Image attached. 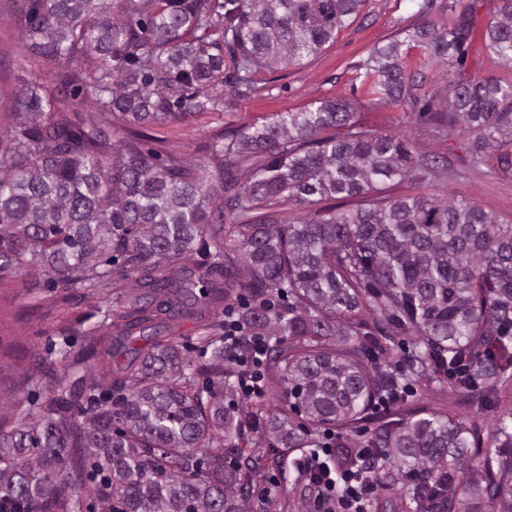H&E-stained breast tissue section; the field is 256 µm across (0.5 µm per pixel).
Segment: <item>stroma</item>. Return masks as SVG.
Wrapping results in <instances>:
<instances>
[{
  "label": "stroma",
  "instance_id": "stroma-1",
  "mask_svg": "<svg viewBox=\"0 0 512 512\" xmlns=\"http://www.w3.org/2000/svg\"><path fill=\"white\" fill-rule=\"evenodd\" d=\"M420 19L413 0H365L357 17L339 31L334 42L300 65L260 72L254 90L245 97L229 92L220 112L192 116L182 121L147 129L143 149L159 151L161 157L196 154L209 170L219 161L208 148L211 137L221 131L239 130L270 121L281 112H302L319 101L351 104L355 117L383 135L407 137L416 152L447 158V174L427 179L408 178L379 186L378 195L400 197L428 195L439 199L465 198L501 222H512V166L500 163L499 152L488 155L484 167L473 166L475 150L471 136L436 134L429 124L410 113L376 101L362 83L357 67L375 47L401 37ZM24 32L14 18L13 0H0V59L10 64V78L0 79V125L8 120L10 100L18 80L49 82L50 76L26 51ZM61 289L46 280L8 278L0 281V398L22 394L36 401L44 387H23L22 377L32 355L58 352L61 331L76 321L95 325L103 319L106 301L99 295L74 293L60 304ZM409 407H425L454 413L487 436L496 419L512 416V385L501 393L495 409L486 410L447 383L416 384ZM259 452L276 455L283 479L271 491L277 512H302L308 492L293 467L299 451L270 450L259 442Z\"/></svg>",
  "mask_w": 512,
  "mask_h": 512
}]
</instances>
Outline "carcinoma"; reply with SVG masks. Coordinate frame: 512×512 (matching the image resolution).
<instances>
[{
	"label": "carcinoma",
	"instance_id": "obj_1",
	"mask_svg": "<svg viewBox=\"0 0 512 512\" xmlns=\"http://www.w3.org/2000/svg\"><path fill=\"white\" fill-rule=\"evenodd\" d=\"M363 3L23 0L28 50L57 87L30 82L0 127V278L44 275L52 288L107 301L129 281L136 294L81 330L85 348L59 350L73 368L106 355L100 377L77 374L21 416L0 415V512H81L86 497L103 512H254L249 432L273 448H312L314 429L355 424L383 395L399 410L403 385L441 375L486 408L498 399L512 367V224L466 199L367 197L388 181L446 172V160L414 155L406 138L364 128L333 101L218 133L216 175L193 154L159 164L130 129L224 109V90L245 96L257 72L318 53ZM475 36L472 5H453L440 23L374 49L363 81L438 134L511 146L512 82L463 70ZM414 44L448 62L446 111L417 107L427 77L401 66ZM484 48L512 68V0ZM77 53L80 70L69 65ZM353 197L364 202L352 210L319 206ZM291 199L313 215L280 223L277 207ZM240 293L251 301L244 332L267 341L280 394L271 414L263 403L224 407L237 372L224 323L205 311ZM279 293L288 306L270 305ZM365 308L383 317L372 332ZM162 315L196 320L201 359L163 335ZM135 335L149 350L132 346ZM55 365L35 358L26 385L55 377ZM503 440L512 442L503 418L483 441L463 419L410 411L364 447L394 457L397 473L417 480L415 496L428 489L424 471L450 481L438 512H491L512 495L511 482L494 479L512 474V461L480 448ZM74 446L91 483L64 498ZM359 458L342 436L329 467Z\"/></svg>",
	"mask_w": 512,
	"mask_h": 512
}]
</instances>
